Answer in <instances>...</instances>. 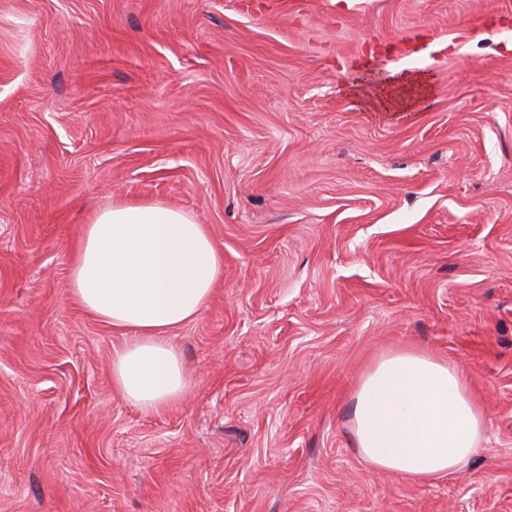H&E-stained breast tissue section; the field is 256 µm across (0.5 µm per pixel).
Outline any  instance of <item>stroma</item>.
Instances as JSON below:
<instances>
[{"instance_id": "35a3bbf8", "label": "stroma", "mask_w": 512, "mask_h": 512, "mask_svg": "<svg viewBox=\"0 0 512 512\" xmlns=\"http://www.w3.org/2000/svg\"><path fill=\"white\" fill-rule=\"evenodd\" d=\"M426 36L428 89L361 76ZM117 200L208 225L224 271L142 410L70 296ZM455 363L453 477L366 465L382 354ZM512 512V0H0V512Z\"/></svg>"}]
</instances>
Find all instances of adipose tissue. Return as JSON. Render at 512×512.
Here are the masks:
<instances>
[{"label":"adipose tissue","instance_id":"ef3b65f1","mask_svg":"<svg viewBox=\"0 0 512 512\" xmlns=\"http://www.w3.org/2000/svg\"><path fill=\"white\" fill-rule=\"evenodd\" d=\"M223 267L207 226L173 206L115 203L83 225L71 295L98 321L128 332L112 354V383L128 402L149 411L181 398L188 380L169 334L205 309ZM483 422L458 367L419 350L381 355L354 395L362 457L410 480L459 473Z\"/></svg>","mask_w":512,"mask_h":512}]
</instances>
